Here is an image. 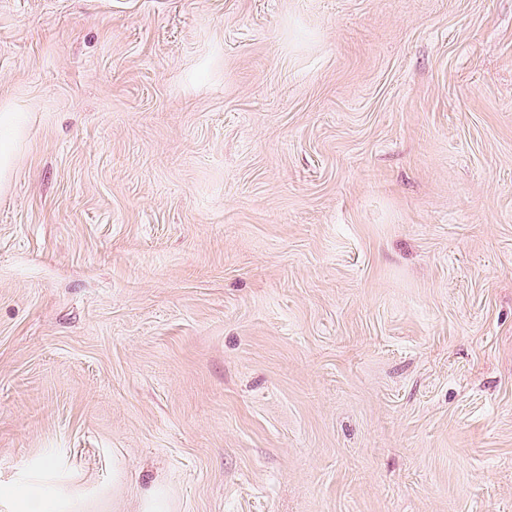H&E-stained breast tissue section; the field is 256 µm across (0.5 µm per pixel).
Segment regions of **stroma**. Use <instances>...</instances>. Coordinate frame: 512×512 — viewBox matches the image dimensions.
Here are the masks:
<instances>
[{
    "mask_svg": "<svg viewBox=\"0 0 512 512\" xmlns=\"http://www.w3.org/2000/svg\"><path fill=\"white\" fill-rule=\"evenodd\" d=\"M0 512H512V0H0ZM26 121L24 112L5 109L0 112V189L9 181L13 151Z\"/></svg>",
    "mask_w": 512,
    "mask_h": 512,
    "instance_id": "35a3bbf8",
    "label": "stroma"
}]
</instances>
